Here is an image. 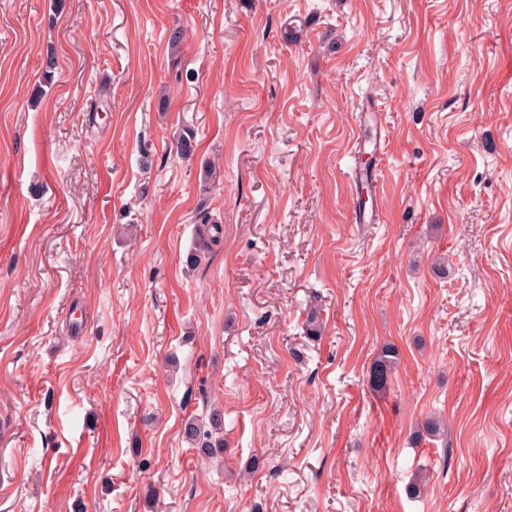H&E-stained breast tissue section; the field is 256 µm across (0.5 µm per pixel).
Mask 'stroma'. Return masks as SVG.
I'll use <instances>...</instances> for the list:
<instances>
[{
  "label": "stroma",
  "mask_w": 512,
  "mask_h": 512,
  "mask_svg": "<svg viewBox=\"0 0 512 512\" xmlns=\"http://www.w3.org/2000/svg\"><path fill=\"white\" fill-rule=\"evenodd\" d=\"M0 512H512V0H0ZM396 365V350L394 347L382 349L372 368L371 381L375 387H384L388 381V376ZM205 427L206 425L203 424L202 420L194 417L191 421L188 420L184 423L183 438L190 443L198 445L200 443V448L207 451L210 455L223 452L224 442L220 439L215 440L214 443L208 440L212 437V434Z\"/></svg>",
  "instance_id": "1"
}]
</instances>
